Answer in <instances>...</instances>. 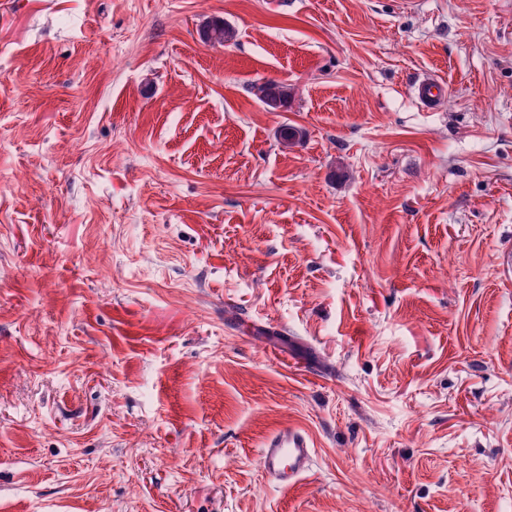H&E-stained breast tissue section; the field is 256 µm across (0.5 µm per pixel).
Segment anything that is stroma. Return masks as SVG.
I'll return each mask as SVG.
<instances>
[{
  "mask_svg": "<svg viewBox=\"0 0 512 512\" xmlns=\"http://www.w3.org/2000/svg\"><path fill=\"white\" fill-rule=\"evenodd\" d=\"M506 251L512 0H0V512H512ZM416 97L427 109L438 107L446 95V86L432 78L424 79L416 87ZM256 98L262 102L265 106H268L264 101L265 96H270L274 99L281 101V107L288 105V100L293 96V88L291 85L283 82H266L253 87ZM315 445L301 426H283L269 434L260 450V464L267 480L288 491L312 469Z\"/></svg>",
  "mask_w": 512,
  "mask_h": 512,
  "instance_id": "1",
  "label": "stroma"
}]
</instances>
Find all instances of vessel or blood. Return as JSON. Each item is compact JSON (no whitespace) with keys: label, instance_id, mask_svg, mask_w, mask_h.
Wrapping results in <instances>:
<instances>
[{"label":"vessel or blood","instance_id":"obj_1","mask_svg":"<svg viewBox=\"0 0 512 512\" xmlns=\"http://www.w3.org/2000/svg\"><path fill=\"white\" fill-rule=\"evenodd\" d=\"M445 95V85L432 78L422 80L416 87L419 102L428 109L438 107ZM314 455V442L303 427L283 426L264 440L260 464L270 483L287 490L311 471Z\"/></svg>","mask_w":512,"mask_h":512}]
</instances>
